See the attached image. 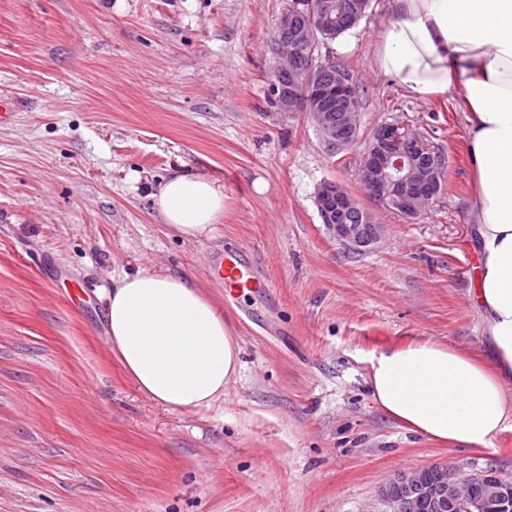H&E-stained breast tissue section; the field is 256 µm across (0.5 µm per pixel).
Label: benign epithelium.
<instances>
[{
  "label": "benign epithelium",
  "instance_id": "7a95c632",
  "mask_svg": "<svg viewBox=\"0 0 512 512\" xmlns=\"http://www.w3.org/2000/svg\"><path fill=\"white\" fill-rule=\"evenodd\" d=\"M370 0H295L276 23L272 37L275 59L270 92L283 112H305L317 127L323 143L339 154L359 140V100L351 74L334 61L320 59L318 49L335 39L336 27H352L366 14ZM336 72L328 80L330 72ZM288 84H282L283 74ZM447 171V157L431 147L423 134L399 121L384 123L365 140L358 179L364 196L387 202L409 217L425 212L438 198ZM315 203L326 229L340 245L363 248L359 227L337 224L330 212L357 210L362 223L378 239L381 225L371 210L333 181L320 183ZM399 486L429 497L448 512H512V485L493 468L448 466V484L427 483L422 469L396 472L381 488L384 512H404V499L391 487ZM480 487L476 497L471 489Z\"/></svg>",
  "mask_w": 512,
  "mask_h": 512
}]
</instances>
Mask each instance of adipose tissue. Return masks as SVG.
<instances>
[{
	"label": "adipose tissue",
	"instance_id": "ef3b65f1",
	"mask_svg": "<svg viewBox=\"0 0 512 512\" xmlns=\"http://www.w3.org/2000/svg\"><path fill=\"white\" fill-rule=\"evenodd\" d=\"M376 66L419 99L466 114L480 265L473 301L492 359L430 341L383 347L366 380L389 418L427 441L490 447L512 428V0H393ZM165 224L196 240L224 214V189L174 174L155 194ZM107 339L126 375L168 408H211L239 376L236 336L195 279L140 270L112 283Z\"/></svg>",
	"mask_w": 512,
	"mask_h": 512
}]
</instances>
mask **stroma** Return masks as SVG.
<instances>
[{
  "mask_svg": "<svg viewBox=\"0 0 512 512\" xmlns=\"http://www.w3.org/2000/svg\"><path fill=\"white\" fill-rule=\"evenodd\" d=\"M285 6L0 0V512H382L402 470L512 476V429L488 450L439 446L385 417L366 385L391 343L486 352L465 115L378 71L392 0L322 47L361 91V138L400 119L448 158L426 214L367 201L383 232L345 250L314 191L361 196L362 148L330 155L306 113L274 102ZM174 172L223 185L213 236L164 224L153 194ZM230 251L265 288L225 294L213 271ZM140 270L193 275L238 337L240 376L212 409L151 400L112 354L107 295Z\"/></svg>",
  "mask_w": 512,
  "mask_h": 512,
  "instance_id": "35a3bbf8",
  "label": "stroma"
}]
</instances>
